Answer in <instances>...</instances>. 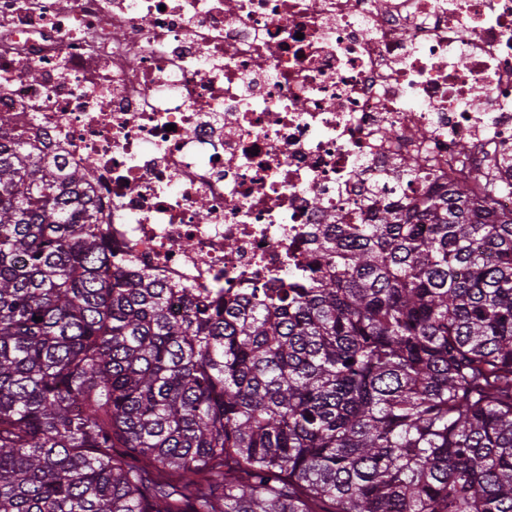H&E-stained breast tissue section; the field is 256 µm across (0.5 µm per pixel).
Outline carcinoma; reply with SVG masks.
<instances>
[{"label": "carcinoma", "instance_id": "1", "mask_svg": "<svg viewBox=\"0 0 512 512\" xmlns=\"http://www.w3.org/2000/svg\"><path fill=\"white\" fill-rule=\"evenodd\" d=\"M504 167L224 300L112 263L83 171L1 119L0 512H512Z\"/></svg>", "mask_w": 512, "mask_h": 512}]
</instances>
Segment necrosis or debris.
I'll return each mask as SVG.
<instances>
[{"instance_id": "1", "label": "necrosis or debris", "mask_w": 512, "mask_h": 512, "mask_svg": "<svg viewBox=\"0 0 512 512\" xmlns=\"http://www.w3.org/2000/svg\"><path fill=\"white\" fill-rule=\"evenodd\" d=\"M0 112L85 169L116 257L241 298L459 147L512 155V0H0Z\"/></svg>"}]
</instances>
